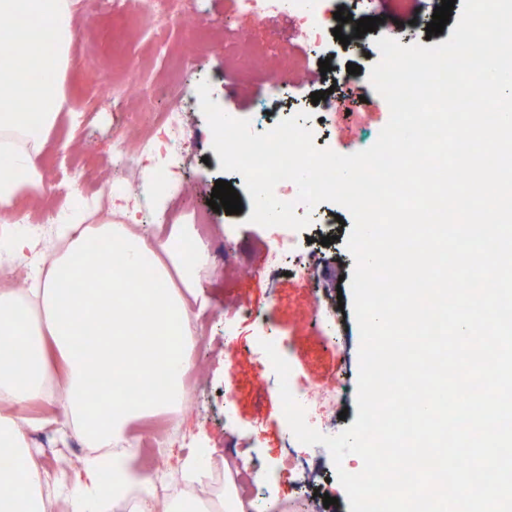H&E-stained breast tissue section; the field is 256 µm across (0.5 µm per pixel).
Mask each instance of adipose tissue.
<instances>
[{
  "label": "adipose tissue",
  "mask_w": 512,
  "mask_h": 512,
  "mask_svg": "<svg viewBox=\"0 0 512 512\" xmlns=\"http://www.w3.org/2000/svg\"><path fill=\"white\" fill-rule=\"evenodd\" d=\"M77 0H0V16L14 18L8 43L0 45V225L26 195L39 193L43 175L37 158L45 132L59 119L77 124L79 114L65 91L47 79L20 101L21 87L35 66L55 71L69 63L73 41V7ZM185 227L172 224L159 248L131 229L104 220L98 229L101 249L94 264L58 260L46 265L30 250V235L9 239V255L33 275L30 288L17 292L0 281V399L23 404L52 403L54 389L68 397L63 427L91 447L70 475L54 478L28 455L20 416L0 415V447L12 449L14 464L0 471V506L16 512H45L52 497L61 512H125L136 499V512H154L156 486L163 470L137 472L131 467L138 440L130 436L134 419L174 409L184 387L182 372L192 365L188 306L198 285L181 263L177 245ZM179 269L174 285L171 269ZM36 307L44 326L17 315L18 305ZM101 319L105 331L86 347L81 320ZM55 387L47 389L48 370ZM103 384L124 379L139 398L108 400L106 409L87 404L83 386L89 372ZM111 449L112 489L103 493L102 459L96 451Z\"/></svg>",
  "instance_id": "1"
}]
</instances>
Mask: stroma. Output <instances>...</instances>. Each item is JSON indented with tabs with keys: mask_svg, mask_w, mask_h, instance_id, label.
Returning a JSON list of instances; mask_svg holds the SVG:
<instances>
[{
	"mask_svg": "<svg viewBox=\"0 0 512 512\" xmlns=\"http://www.w3.org/2000/svg\"><path fill=\"white\" fill-rule=\"evenodd\" d=\"M335 6L359 17L379 18L376 31L354 38V29L343 26L349 44H340L332 32H325L319 48L300 35V20L286 17L277 21L247 13L241 0H172L167 14L155 12L153 0H79L74 22L71 61L56 78L80 112L77 128L60 123L47 134L37 163L44 175V189L35 198L22 199L20 208L28 216V227L36 231L39 249L53 261L61 241L50 233L44 219L89 199H115L131 193L141 179L139 170L147 163L139 157L134 170L121 174L111 165L112 145L117 134L130 141L150 137L154 125L146 122L130 127L127 118L137 102L127 96L122 103L102 96V84L112 80L120 85L136 84L146 89L172 86L181 93L186 112L185 132L173 156H160V167L176 163L173 183L163 216L139 215L136 231L151 245H159L157 223L196 224L198 211H208L210 230L207 249H223V258H210L192 269L205 298L204 305H192L189 325L193 332L194 367L200 378L185 382L180 407L173 413H159L152 421L132 423L140 435L136 469L163 466L169 449L190 450L192 435H199L213 448L216 470L232 461L237 470L253 462L266 468L269 478L252 506L255 512H349V503L336 471L359 469V456L347 455L334 466L329 450L322 445L297 449L314 489L301 493L284 460L288 454L290 426L284 416L279 378L261 341L280 349L295 376L313 388L334 386L339 408L347 415L337 429L351 426L357 417L358 350L360 334L351 316L350 278L354 260L344 240L348 237L350 213L342 206L324 202L310 214L312 224H333L337 240L323 246L311 242L310 230L299 231L301 251L314 257L309 274H284L273 268L268 255L275 245L274 230L251 223L244 179L221 171L212 148L211 129L197 93L201 81H208L211 98L235 118L257 125L260 111L271 108L270 122L286 118L289 109L310 113L314 144L348 155L372 146L387 124L388 115L379 106L384 99L365 87L362 78L373 59L365 57L361 44L381 37L438 45L450 38L460 16L452 10L443 33L427 36L425 28L441 0H334ZM195 48L193 60H185L187 48ZM265 50L260 67L277 65L281 58L294 61L292 70H282L277 82H237L225 69V54L233 57ZM333 57L339 68L360 66L351 76L347 99L338 94L312 102L321 91L317 80L320 57ZM232 184L244 206L242 213L209 211L216 181ZM342 294L346 331L335 349L323 347L326 331L311 325L313 288ZM45 412L41 403L25 406L0 401V414H25L33 425L24 429L31 454L50 472L64 474L84 457V443L76 436L61 439L51 426L37 425ZM335 497L327 506L324 496Z\"/></svg>",
	"mask_w": 512,
	"mask_h": 512,
	"instance_id": "35a3bbf8",
	"label": "stroma"
}]
</instances>
